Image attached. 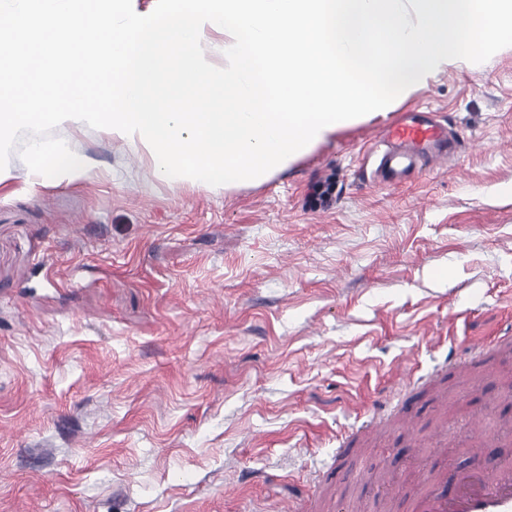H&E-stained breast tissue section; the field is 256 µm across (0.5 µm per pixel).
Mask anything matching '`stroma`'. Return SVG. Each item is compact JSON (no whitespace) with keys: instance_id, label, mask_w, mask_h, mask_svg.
I'll use <instances>...</instances> for the list:
<instances>
[{"instance_id":"obj_1","label":"stroma","mask_w":512,"mask_h":512,"mask_svg":"<svg viewBox=\"0 0 512 512\" xmlns=\"http://www.w3.org/2000/svg\"><path fill=\"white\" fill-rule=\"evenodd\" d=\"M418 105L458 154L373 183L364 150ZM53 134L85 175L33 174L16 152L0 171V512H410L425 483L407 458L443 465L432 434L454 432L471 467L478 416L487 458L512 453V348L490 377L469 350L512 329V46L226 189L163 180L145 147L80 121ZM452 351L468 371L422 394L412 429L359 434Z\"/></svg>"}]
</instances>
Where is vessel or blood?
I'll use <instances>...</instances> for the list:
<instances>
[{
	"label": "vessel or blood",
	"instance_id": "b4317fda",
	"mask_svg": "<svg viewBox=\"0 0 512 512\" xmlns=\"http://www.w3.org/2000/svg\"><path fill=\"white\" fill-rule=\"evenodd\" d=\"M458 146L447 124L432 111H413L385 129L373 172L381 183L398 186L424 173L432 162L447 159ZM411 512H512V461L469 470L448 464L443 484L417 495Z\"/></svg>",
	"mask_w": 512,
	"mask_h": 512
}]
</instances>
